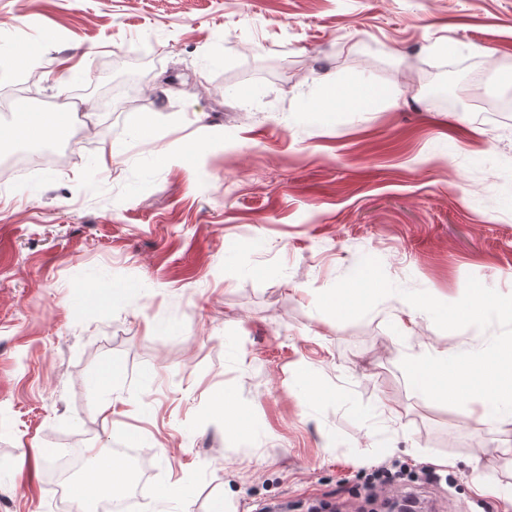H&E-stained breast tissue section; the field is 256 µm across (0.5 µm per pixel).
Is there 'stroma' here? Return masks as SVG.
<instances>
[{
  "label": "stroma",
  "mask_w": 512,
  "mask_h": 512,
  "mask_svg": "<svg viewBox=\"0 0 512 512\" xmlns=\"http://www.w3.org/2000/svg\"><path fill=\"white\" fill-rule=\"evenodd\" d=\"M3 48L0 130L71 101L92 120L0 189V512H55L75 438L134 450L139 512H359L379 465L423 512H512V419L401 368L488 333L396 295L315 308L365 255L447 303L471 275L512 294V120L487 108L512 102V0H0ZM328 78L386 97L336 105ZM95 284L122 293L76 301ZM399 471H388L381 467H377L370 473L365 475L364 483L356 490L355 495L361 496L362 493L365 495L364 502H370L374 498L376 489L379 486L392 485L396 482L405 481L401 472Z\"/></svg>",
  "instance_id": "stroma-1"
}]
</instances>
